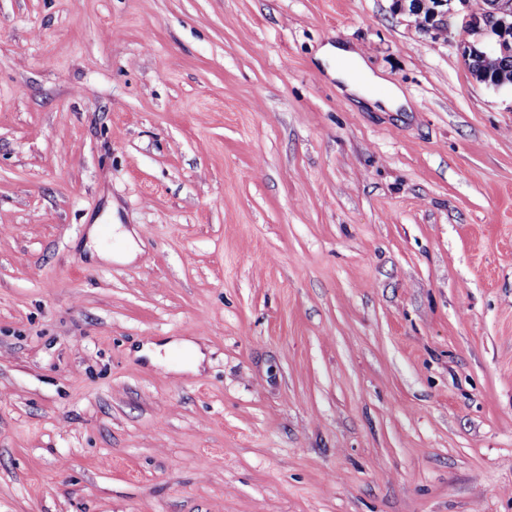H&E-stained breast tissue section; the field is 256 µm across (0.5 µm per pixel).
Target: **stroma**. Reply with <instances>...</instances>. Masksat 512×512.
Here are the masks:
<instances>
[{
    "mask_svg": "<svg viewBox=\"0 0 512 512\" xmlns=\"http://www.w3.org/2000/svg\"><path fill=\"white\" fill-rule=\"evenodd\" d=\"M461 39L407 0H0V512H512V88ZM116 219L135 259H90ZM329 74L336 79L345 92L358 102L378 112H407L410 111L401 91L387 80L373 73L365 64L361 54L342 44H326L317 54ZM388 85L384 93H376L374 88ZM164 350L165 353H169L171 351H178L181 353L183 360L181 367L183 369H189L191 371H197L199 365L204 359V354L201 352L200 348L191 340H181L179 342H168L163 346L157 347V356L159 360H163L160 355V350Z\"/></svg>",
    "mask_w": 512,
    "mask_h": 512,
    "instance_id": "35a3bbf8",
    "label": "stroma"
}]
</instances>
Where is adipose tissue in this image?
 <instances>
[{
    "instance_id": "ef3b65f1",
    "label": "adipose tissue",
    "mask_w": 512,
    "mask_h": 512,
    "mask_svg": "<svg viewBox=\"0 0 512 512\" xmlns=\"http://www.w3.org/2000/svg\"><path fill=\"white\" fill-rule=\"evenodd\" d=\"M318 59L341 85L343 92L379 112H405L409 106L401 91L385 86L381 76L373 73L361 54L344 45H324Z\"/></svg>"
}]
</instances>
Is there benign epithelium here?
Wrapping results in <instances>:
<instances>
[{
  "mask_svg": "<svg viewBox=\"0 0 512 512\" xmlns=\"http://www.w3.org/2000/svg\"><path fill=\"white\" fill-rule=\"evenodd\" d=\"M461 4L463 10L456 13V18L467 37L461 47L464 63H469L471 53L479 47L503 56L512 55V0H493L492 9L481 15L470 11L467 0H461ZM445 5V0L425 3L427 16L421 20L422 26L436 31L447 22L448 11L443 9Z\"/></svg>",
  "mask_w": 512,
  "mask_h": 512,
  "instance_id": "1",
  "label": "benign epithelium"
}]
</instances>
